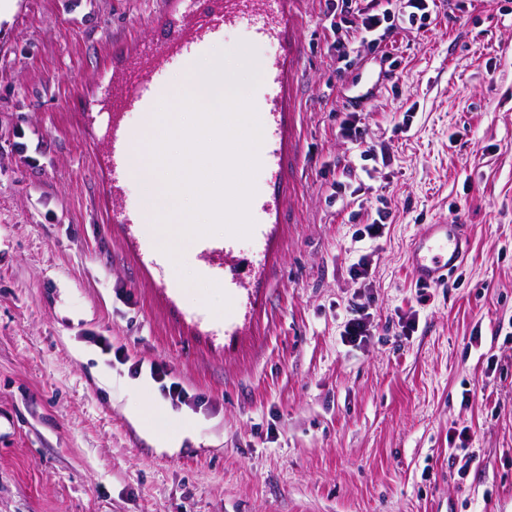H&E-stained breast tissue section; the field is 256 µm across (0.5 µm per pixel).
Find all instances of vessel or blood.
<instances>
[{
	"mask_svg": "<svg viewBox=\"0 0 512 512\" xmlns=\"http://www.w3.org/2000/svg\"><path fill=\"white\" fill-rule=\"evenodd\" d=\"M297 0H172L167 15L154 25L150 43L136 45L105 86L99 125L111 145L108 185L120 193L135 174L136 140L126 128V113L151 116L158 99L169 92L167 66L190 68L225 29L247 28L253 40L278 43L282 52L265 62V78L256 100L263 109L266 138L260 164L266 179L250 202L255 234H262L274 210L286 200L283 157L288 151L289 72L300 58L295 39ZM468 235L463 225L438 219L426 225L410 249L409 266L424 287L443 285L461 269Z\"/></svg>",
	"mask_w": 512,
	"mask_h": 512,
	"instance_id": "obj_1",
	"label": "vessel or blood"
}]
</instances>
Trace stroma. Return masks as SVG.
I'll list each match as a JSON object with an SVG mask.
<instances>
[{
  "mask_svg": "<svg viewBox=\"0 0 512 512\" xmlns=\"http://www.w3.org/2000/svg\"><path fill=\"white\" fill-rule=\"evenodd\" d=\"M0 18V512H512V0H482L344 71L325 0H300L287 198L263 241L214 235L231 300L153 266L113 208L95 121L117 51L166 0H11ZM375 89L361 146L340 90ZM370 160H362L361 150ZM388 217L365 235L378 208ZM470 228L424 288L422 226ZM365 277L354 278L359 260ZM369 334L343 340L354 305ZM226 325L216 332L214 322ZM183 388L170 399L151 372ZM160 447L133 417L150 404ZM164 416L163 411L155 406H150L148 410L142 415L136 416L142 423L144 429L151 433L158 443L162 445H170L177 438H180L184 433V427L178 426L176 428L159 430L155 428L154 424Z\"/></svg>",
  "mask_w": 512,
  "mask_h": 512,
  "instance_id": "stroma-1",
  "label": "stroma"
}]
</instances>
